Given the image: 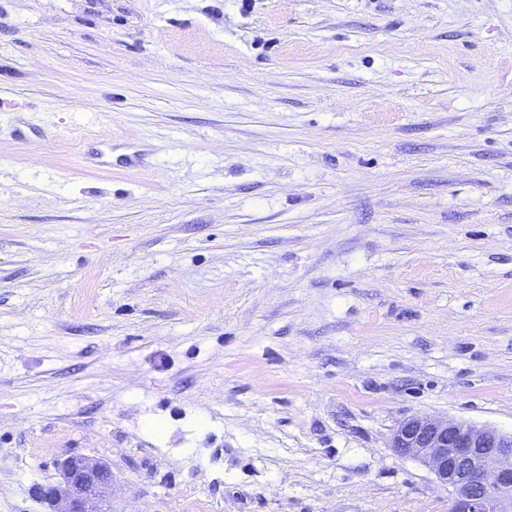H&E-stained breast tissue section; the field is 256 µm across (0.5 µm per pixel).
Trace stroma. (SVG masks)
<instances>
[{"instance_id": "stroma-1", "label": "stroma", "mask_w": 512, "mask_h": 512, "mask_svg": "<svg viewBox=\"0 0 512 512\" xmlns=\"http://www.w3.org/2000/svg\"><path fill=\"white\" fill-rule=\"evenodd\" d=\"M415 413L512 432V0H0V512H448ZM62 482L39 488L52 512H99L96 504L112 489V470L104 462L75 455L61 464Z\"/></svg>"}]
</instances>
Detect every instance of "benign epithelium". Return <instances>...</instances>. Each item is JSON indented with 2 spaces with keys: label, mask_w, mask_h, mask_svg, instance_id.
<instances>
[{
  "label": "benign epithelium",
  "mask_w": 512,
  "mask_h": 512,
  "mask_svg": "<svg viewBox=\"0 0 512 512\" xmlns=\"http://www.w3.org/2000/svg\"><path fill=\"white\" fill-rule=\"evenodd\" d=\"M391 447L450 489L448 512H512V433L418 414L398 424ZM61 472V483L39 488L53 512H99L96 504L112 489L111 468L75 455L63 461Z\"/></svg>",
  "instance_id": "1"
}]
</instances>
